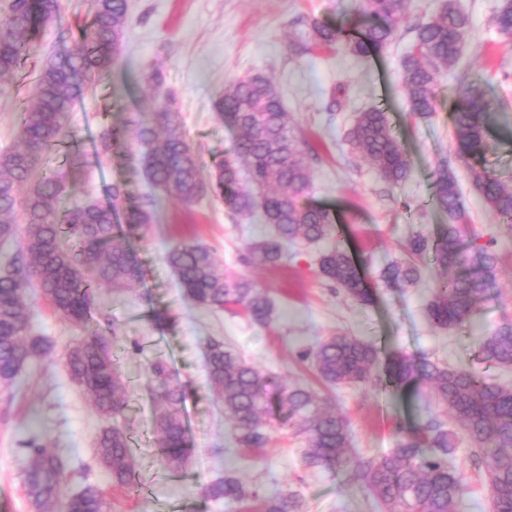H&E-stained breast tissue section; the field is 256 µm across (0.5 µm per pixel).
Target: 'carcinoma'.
<instances>
[{
  "mask_svg": "<svg viewBox=\"0 0 512 512\" xmlns=\"http://www.w3.org/2000/svg\"><path fill=\"white\" fill-rule=\"evenodd\" d=\"M407 9L408 0H360L356 12L371 19L362 33L313 19L302 48L340 46L355 56L381 51L396 39V24ZM60 11L61 0H10L9 13L0 22V79L14 74L29 59L36 26L55 20ZM127 22V0H91L90 20L80 26L70 50L42 62L31 99L18 115L21 146L0 153V242L17 244L0 267L1 384H13L29 361L48 352L41 338L29 335L28 288H39L60 317L83 325L90 312V289L126 288L143 277L132 257L130 238L155 222L152 202L129 208L125 190L114 184L107 201L73 199L61 214L59 200L69 191L67 171L42 172L48 155L62 148L69 168L87 162L82 139L69 127V114L82 91L111 71L122 52ZM467 26L468 18L455 0H444L436 14L414 22L415 39L403 60V77L408 108L415 116L433 114L437 77L459 62ZM496 26L504 37H512V0H503ZM145 81L156 96L157 124L135 118L123 129L103 126L94 139L95 158L121 143L135 142L146 148L142 162L149 180L167 197L189 205L212 195L235 214H259L273 233L248 247L244 261L252 266L280 265L287 245L296 240L315 242L335 236V218L329 210L298 202L311 181L303 160L304 143L289 125L278 89L267 75L256 72L241 77L225 86L216 100L215 110L236 127L238 137L234 159L216 163L207 181L201 177V158L184 132L176 92L164 87L162 68L150 65ZM489 116L490 103L483 94L476 87L467 88L451 114L458 159L467 162L482 152ZM345 139L385 181L399 184L410 176V161L384 109L358 113ZM238 161L248 168L246 187L237 178ZM471 177L485 205L511 225L512 191L484 169L471 168ZM433 201L448 214L449 223L433 239L412 236L410 260L390 265L383 278L399 288L415 284L421 274L414 259L430 253L444 270H457L434 289L428 303L431 319L449 328L468 321L495 287L498 255L489 243H464L461 223L466 209L449 162L437 171ZM165 259L184 296L197 306L218 310L235 304L259 326L273 321L274 303L268 294L246 278L225 276L206 245L177 241ZM318 268L351 299L370 301L353 260L339 246L320 255ZM479 346L487 361L512 367V322L480 337ZM314 360L326 385L358 386L369 382L378 351L368 341L336 334L317 345ZM66 362L71 377L91 396L101 416L110 419L122 413L125 386L99 337L73 342ZM205 370L214 396L224 404V416L236 430L239 446L265 447L263 375L216 339L207 343ZM151 375L154 392L164 404L156 420L162 455L166 465L178 471L191 453L181 415L184 386L162 361L153 363ZM389 375L398 383L420 380L431 386L441 411L460 421L475 451L489 459L487 476L495 512H512V388L464 368L405 355L395 359ZM282 401L307 435L309 464L331 466L353 459L347 420L322 408L313 391L290 386L283 389ZM425 414L415 428L398 426L397 446L363 472L369 494L386 512H456L463 486L460 476L448 467L455 439L435 411L428 408ZM26 447L25 486L43 512H54L59 502L60 512H104V496L92 485L60 500L62 480L71 467L67 456L50 455L32 440ZM98 452L112 483L129 484L135 460L127 434L118 426L105 428ZM204 494L229 503L257 497L233 475L208 485ZM262 506L264 512H298L300 503L293 493L277 492L264 498Z\"/></svg>",
  "mask_w": 512,
  "mask_h": 512,
  "instance_id": "obj_1",
  "label": "carcinoma"
}]
</instances>
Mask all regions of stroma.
I'll return each mask as SVG.
<instances>
[{
	"instance_id": "stroma-1",
	"label": "stroma",
	"mask_w": 512,
	"mask_h": 512,
	"mask_svg": "<svg viewBox=\"0 0 512 512\" xmlns=\"http://www.w3.org/2000/svg\"><path fill=\"white\" fill-rule=\"evenodd\" d=\"M501 0H458L470 25L464 51L453 71L440 74L435 112L414 118L407 105L402 62L414 35L410 21L428 17L441 0H410L407 20L396 40L379 54L356 57L343 51L300 54L296 51L307 22L359 26L357 0H129L130 23L122 57L109 74L77 101L69 116L71 129L91 142L103 123L123 124L131 114L153 120L154 93L145 81L150 64L160 65L166 87L178 96L184 130L197 148L204 172L234 156L236 129L214 109L225 86L261 72L276 85L291 125L309 142L304 161L311 185L305 204L337 208L340 224L329 239L288 248L276 268L245 265L247 245L271 234L258 217L228 210L212 197L185 205L158 197V215L146 233L131 242L143 270L132 287L92 291L94 319L81 329L61 319L38 293H28L32 335L51 346L48 354L28 363L13 387L0 385V512H37L24 484L29 438H38L51 454H64L73 466L64 494L97 486L106 512H239L238 506L208 499L204 487L236 474L250 491L265 497L291 491L300 512H383L355 480L352 467H313L305 458L300 424L281 405L284 387L302 385L321 405L349 422L356 461L374 463L396 445L395 423L415 422L414 384L391 388L386 364L407 354L448 367H463L512 387V368L488 362L479 339L512 321V229L483 203L469 167L456 158L451 114L471 83H479L493 104L494 119L484 133L485 149L477 164L512 188V41L503 40L493 17ZM61 19L40 26L34 49L13 76L0 80V152L19 139L17 106L27 96L29 76L48 53L66 50L79 24L89 19L88 0H61ZM341 106L327 111L332 91ZM378 106L387 112L392 130L410 160L412 173L399 184L386 182L352 151L345 132L356 113ZM454 160L458 188L468 210V234L481 241L496 239L497 286L468 323L456 328L434 324L427 301L445 271L432 256L423 259L420 280L404 288L389 287L382 271L407 259L409 238L434 234L447 223L433 202L435 172ZM73 195L105 200L108 188L125 184L133 199L150 191L141 162L114 155L90 159L69 174ZM195 240L209 246L226 275L250 279L274 301L270 326L252 323L239 309L219 312L195 306L183 294L164 255L173 242ZM346 247L358 264L371 299L362 304L327 283L317 260L334 245ZM103 336L126 387L125 409L116 422L126 431L137 468L132 484L113 486L96 456V438L108 420L69 377L68 345L85 331ZM343 332L375 344L379 361L364 386L329 388L320 381L313 353L318 343ZM243 356L267 384L261 419L270 441L262 452L236 447L224 406L210 391L204 371L210 338ZM167 362L186 388L183 416L193 449L186 468L172 472L159 455L155 421L161 403L152 395L150 369ZM457 433L452 467L462 477L464 494L458 512H491V490L485 480L487 458L476 455L455 419Z\"/></svg>"
}]
</instances>
